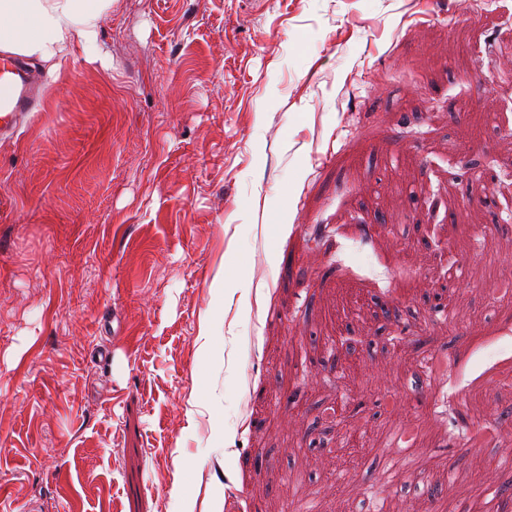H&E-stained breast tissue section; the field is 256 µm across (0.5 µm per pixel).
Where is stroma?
<instances>
[{"label": "stroma", "instance_id": "obj_1", "mask_svg": "<svg viewBox=\"0 0 512 512\" xmlns=\"http://www.w3.org/2000/svg\"><path fill=\"white\" fill-rule=\"evenodd\" d=\"M96 43L0 135V512H469L388 495L407 422L419 480H512L435 406L512 407V0H110Z\"/></svg>", "mask_w": 512, "mask_h": 512}]
</instances>
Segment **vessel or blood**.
<instances>
[{
  "instance_id": "obj_1",
  "label": "vessel or blood",
  "mask_w": 512,
  "mask_h": 512,
  "mask_svg": "<svg viewBox=\"0 0 512 512\" xmlns=\"http://www.w3.org/2000/svg\"><path fill=\"white\" fill-rule=\"evenodd\" d=\"M43 87L18 58L0 52V133L14 130L29 112L39 108Z\"/></svg>"
}]
</instances>
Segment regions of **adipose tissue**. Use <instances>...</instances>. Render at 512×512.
<instances>
[{
  "label": "adipose tissue",
  "instance_id": "ef3b65f1",
  "mask_svg": "<svg viewBox=\"0 0 512 512\" xmlns=\"http://www.w3.org/2000/svg\"><path fill=\"white\" fill-rule=\"evenodd\" d=\"M108 0H0V48L48 61L88 51Z\"/></svg>",
  "mask_w": 512,
  "mask_h": 512
}]
</instances>
